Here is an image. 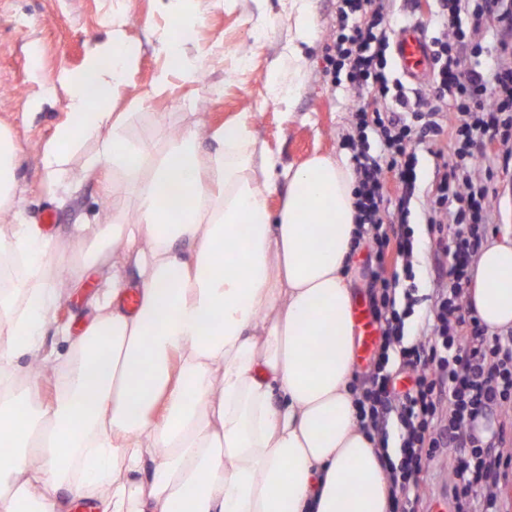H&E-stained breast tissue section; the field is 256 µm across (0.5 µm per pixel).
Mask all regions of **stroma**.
<instances>
[{
	"instance_id": "1",
	"label": "stroma",
	"mask_w": 512,
	"mask_h": 512,
	"mask_svg": "<svg viewBox=\"0 0 512 512\" xmlns=\"http://www.w3.org/2000/svg\"><path fill=\"white\" fill-rule=\"evenodd\" d=\"M169 0H0V129L18 147L17 177L22 189L14 208L27 224H41L53 213L50 233L54 242L71 240L76 225L105 220L104 206L112 198L115 176L103 172L85 180L66 203H58L40 162L45 144L68 117L63 75L80 71L92 50L108 39L106 21L123 22L125 40L134 52L131 73L112 101V109L126 115L127 136L149 154L164 147L168 129L184 130L198 124L213 129L248 116L257 148L266 150L279 167H296L311 155L339 153L353 131L354 95L326 70V47L337 24L336 0H308L312 35L303 45L304 60L294 64L288 48L296 41L297 15L291 0H184V11L197 24L182 47L183 57L194 65L193 80H183L175 61L160 50L170 27ZM389 29L412 22L431 28L428 0H385ZM460 22L468 36L469 52L460 56L461 70L487 63L474 47L493 44L492 22L475 17L465 6ZM169 70V82L158 87L157 76ZM279 72L288 78L299 74L300 84L291 102L275 100L265 77ZM491 157L480 161L466 176L490 188L493 222L487 240L512 239V172L504 163L512 159V137L493 135ZM418 158L420 190L431 188L438 165L454 161L449 140L411 146ZM426 198L413 199L409 222L419 240L415 258L422 288L439 287L436 266L447 258L437 253L426 230ZM102 270L91 267L63 305L66 327L79 335L94 315L92 300L98 293ZM457 451L443 449L430 462L421 484L425 512H448L455 482Z\"/></svg>"
}]
</instances>
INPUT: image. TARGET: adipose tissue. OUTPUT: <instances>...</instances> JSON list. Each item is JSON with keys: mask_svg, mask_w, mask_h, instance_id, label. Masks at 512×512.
I'll list each match as a JSON object with an SVG mask.
<instances>
[{"mask_svg": "<svg viewBox=\"0 0 512 512\" xmlns=\"http://www.w3.org/2000/svg\"><path fill=\"white\" fill-rule=\"evenodd\" d=\"M78 73H68L69 119L45 147L48 181L68 192L67 157L110 129L84 177L107 167L137 200L120 221L79 225L90 245L54 244L33 224L0 226V257H22L33 278L21 297L0 291V387L15 361L54 362L55 393L28 419L0 396V429L21 448L0 453V512H61L63 494L95 496L100 512H389L382 451L362 432L354 378L351 291L345 277L356 232L348 152L289 168L271 213L277 160L255 156L247 119L172 136L159 157L125 135L112 99L131 52L121 21ZM192 251L181 256L178 244ZM107 267L95 315L52 361L41 340L62 296L59 267L79 284ZM135 278H128V268ZM138 291L127 311L124 295ZM469 307L489 330L512 327V243L481 252ZM152 463L149 482L133 481Z\"/></svg>", "mask_w": 512, "mask_h": 512, "instance_id": "ef3b65f1", "label": "adipose tissue"}]
</instances>
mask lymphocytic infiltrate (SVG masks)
Here are the masks:
<instances>
[{"label":"lymphocytic infiltrate","mask_w":512,"mask_h":512,"mask_svg":"<svg viewBox=\"0 0 512 512\" xmlns=\"http://www.w3.org/2000/svg\"><path fill=\"white\" fill-rule=\"evenodd\" d=\"M376 0H340L336 36L326 48V68L344 76L359 102L353 113L354 136L344 144L356 163L354 190L358 233L370 236L377 259L389 249L403 257L401 272L381 278L370 298L379 326L380 354L374 372L356 393L359 424L377 447H387L389 426L400 429V456L388 462V475L399 496L392 512H418L420 482L430 459L441 449L456 448L459 480L455 512H512L496 489L512 474V455L504 453L505 432L482 435L477 425L504 401L512 399V333L499 334L463 306L470 283L468 262L481 245L488 224L487 194L460 184L455 174L437 172L431 187L433 213L452 211L450 223H431L436 249L451 250L450 269L440 270L445 287L422 296L413 258L415 231L408 207H399L392 226L381 211L385 192L381 173L397 171L406 197L416 190V156L412 142L454 137L463 162L485 157L490 130H512V67L460 72L449 45L465 48L459 22L462 0H437L440 32L433 39L434 69L430 97L410 98L403 82L388 69L389 37ZM460 122L448 126L447 113ZM375 130L381 150L364 147L367 130ZM398 357L410 371L405 391L391 387L385 367Z\"/></svg>","instance_id":"lymphocytic-infiltrate-1"}]
</instances>
